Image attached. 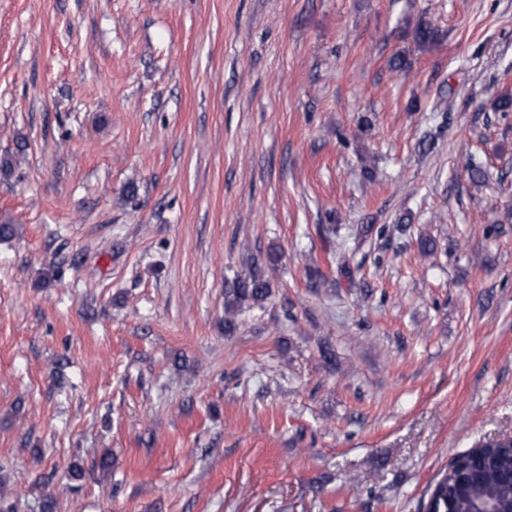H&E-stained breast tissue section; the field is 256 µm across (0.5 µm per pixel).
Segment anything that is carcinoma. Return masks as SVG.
<instances>
[{
  "label": "carcinoma",
  "mask_w": 512,
  "mask_h": 512,
  "mask_svg": "<svg viewBox=\"0 0 512 512\" xmlns=\"http://www.w3.org/2000/svg\"><path fill=\"white\" fill-rule=\"evenodd\" d=\"M270 295V280L254 257L249 276L225 282V311L230 315L246 302L262 304ZM489 452L496 459L492 468L476 465L479 455L465 451L444 469L432 488L435 512H475L486 500L494 502L497 512H512V450L491 448ZM475 467L481 471L479 480L469 483L458 480L459 472Z\"/></svg>",
  "instance_id": "1"
}]
</instances>
